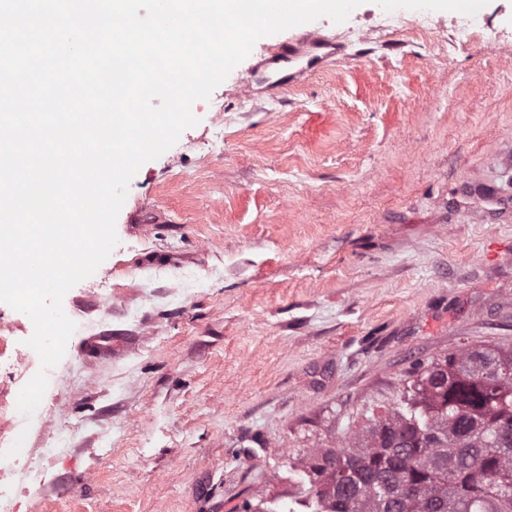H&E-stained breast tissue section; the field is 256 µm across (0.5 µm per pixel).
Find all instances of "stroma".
<instances>
[{
  "mask_svg": "<svg viewBox=\"0 0 512 512\" xmlns=\"http://www.w3.org/2000/svg\"><path fill=\"white\" fill-rule=\"evenodd\" d=\"M271 89L214 90L196 126L129 184L119 239L64 296L76 329L41 400L68 425L19 512H311L303 459L395 407L460 342L512 346V0L496 42L344 39ZM112 298L103 301L102 288ZM106 355L80 354L87 335Z\"/></svg>",
  "mask_w": 512,
  "mask_h": 512,
  "instance_id": "35a3bbf8",
  "label": "stroma"
}]
</instances>
